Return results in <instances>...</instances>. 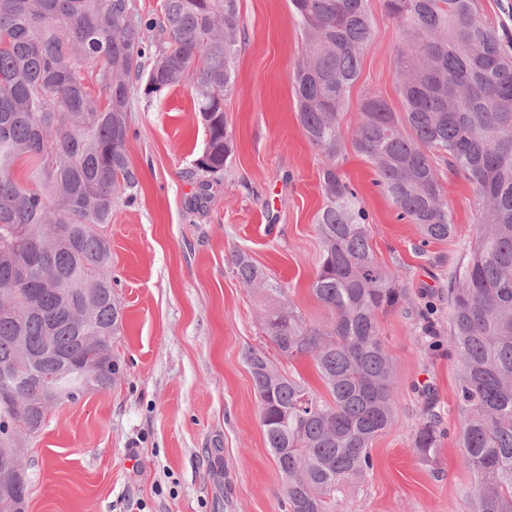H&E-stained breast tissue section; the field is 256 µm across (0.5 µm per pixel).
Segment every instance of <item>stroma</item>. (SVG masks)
<instances>
[{
  "mask_svg": "<svg viewBox=\"0 0 512 512\" xmlns=\"http://www.w3.org/2000/svg\"><path fill=\"white\" fill-rule=\"evenodd\" d=\"M366 9L374 37L341 117L348 133L365 97L402 109L394 64L402 30L383 0H366ZM238 10L242 37L225 103L237 148L205 209L191 205L204 137L190 86L151 97L142 85L133 88L126 152L138 187L131 200L116 203L105 228L123 313L112 353L123 372L111 389L52 409L39 434L20 437L31 476L26 512H283L284 481L244 361L248 347L272 343L230 255L247 252L305 319H326L311 292L324 158L298 119L292 73L304 40L289 0H238ZM340 169L368 214L377 263L401 271L409 302H432L440 331L431 349L416 341L401 310L380 313L396 372V422L374 440V469L347 488L342 512H467L476 476L457 438L461 366L448 352V266L470 238L473 189L442 172L459 241L433 242L421 252L415 225L398 220L372 165L349 149ZM427 385L447 431L433 465L413 446Z\"/></svg>",
  "mask_w": 512,
  "mask_h": 512,
  "instance_id": "obj_1",
  "label": "stroma"
}]
</instances>
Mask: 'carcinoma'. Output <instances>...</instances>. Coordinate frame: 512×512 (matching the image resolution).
<instances>
[{"mask_svg": "<svg viewBox=\"0 0 512 512\" xmlns=\"http://www.w3.org/2000/svg\"><path fill=\"white\" fill-rule=\"evenodd\" d=\"M238 0H161L146 20L135 0H0V435L38 434L52 405L112 387V337L122 309L104 235L116 200L137 186L125 149L133 81L151 95L190 83L203 129L195 160L199 201L235 150L224 101L233 89ZM305 41L293 83L304 136L325 159L322 256L312 291L330 317L307 321L284 288L235 251L238 280L262 306L278 354L312 359L325 393L279 369L266 352L244 359L267 448L282 475L285 512H340L345 488L373 470L371 445L395 422V370L378 313L402 308L416 339L437 335L430 304L402 307L399 273L368 243V215L339 171L346 148L422 245L458 238L438 162L473 186L472 241L448 266V346L461 365L459 444L477 476L471 512H512V39L475 15V0H384L403 28L395 51L403 111L380 97L358 103L346 139L341 114L372 41L365 0H289ZM98 68V93L85 66ZM27 163L25 182L14 174ZM414 447L436 463L445 430L423 393ZM29 482L0 489L16 512Z\"/></svg>", "mask_w": 512, "mask_h": 512, "instance_id": "obj_1", "label": "carcinoma"}]
</instances>
